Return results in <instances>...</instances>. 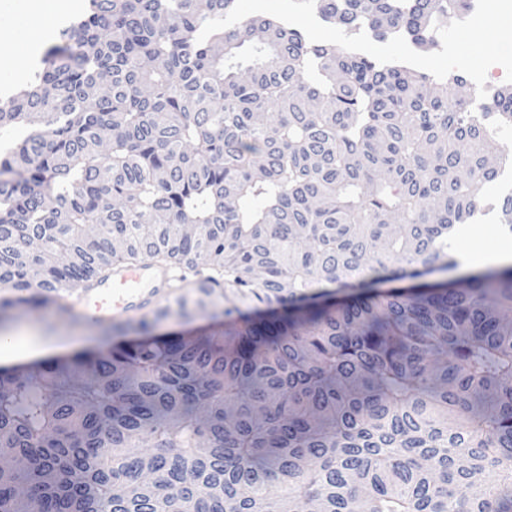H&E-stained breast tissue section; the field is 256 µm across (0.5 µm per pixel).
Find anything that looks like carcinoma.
I'll use <instances>...</instances> for the list:
<instances>
[{"mask_svg":"<svg viewBox=\"0 0 512 512\" xmlns=\"http://www.w3.org/2000/svg\"><path fill=\"white\" fill-rule=\"evenodd\" d=\"M436 45L468 0H311ZM238 0H90L0 99V321L115 261L191 276L105 351L1 371L0 512H512V267H457L477 91ZM482 110L512 121V86ZM200 336L153 334L215 314ZM491 470L503 487L485 483Z\"/></svg>","mask_w":512,"mask_h":512,"instance_id":"cac0c4a2","label":"carcinoma"}]
</instances>
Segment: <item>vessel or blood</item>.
Instances as JSON below:
<instances>
[{"mask_svg":"<svg viewBox=\"0 0 512 512\" xmlns=\"http://www.w3.org/2000/svg\"><path fill=\"white\" fill-rule=\"evenodd\" d=\"M179 268L153 261L115 263L94 277L65 305L50 302L49 311L59 308L83 321L122 323L161 303L172 285L181 280Z\"/></svg>","mask_w":512,"mask_h":512,"instance_id":"vessel-or-blood-1","label":"vessel or blood"}]
</instances>
